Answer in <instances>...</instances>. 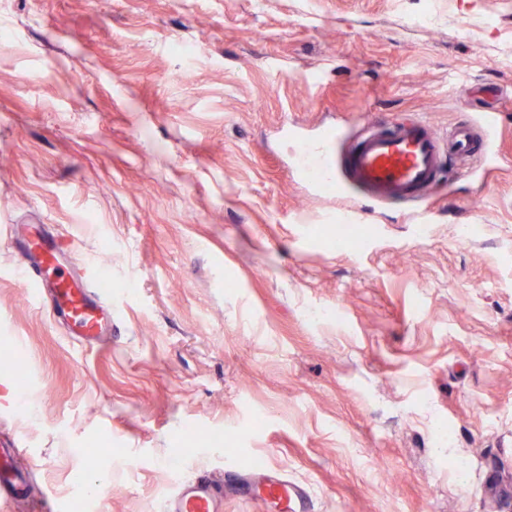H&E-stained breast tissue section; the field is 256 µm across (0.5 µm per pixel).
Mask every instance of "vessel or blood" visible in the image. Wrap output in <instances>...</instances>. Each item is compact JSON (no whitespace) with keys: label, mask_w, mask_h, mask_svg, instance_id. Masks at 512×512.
Masks as SVG:
<instances>
[{"label":"vessel or blood","mask_w":512,"mask_h":512,"mask_svg":"<svg viewBox=\"0 0 512 512\" xmlns=\"http://www.w3.org/2000/svg\"><path fill=\"white\" fill-rule=\"evenodd\" d=\"M501 124V113L490 111L461 119L444 138L422 119L393 123L369 117L356 127L327 128L316 137L297 129L292 133L294 169L315 190L330 188L340 195L361 192L357 211L366 217L384 205L427 201L447 161L493 157ZM345 142L349 150L339 151V144ZM5 243L34 300L49 305L55 317L66 323L70 340L88 349L102 346L112 334V292L96 267L82 262L61 270V260L70 249L54 237L22 238L13 228ZM251 477L225 464L217 480L178 483L162 512H219V484L235 485ZM255 477L280 512H308V485L288 481L267 466Z\"/></svg>","instance_id":"b4317fda"}]
</instances>
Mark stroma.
I'll list each match as a JSON object with an SVG mask.
<instances>
[{
  "label": "stroma",
  "instance_id": "stroma-1",
  "mask_svg": "<svg viewBox=\"0 0 512 512\" xmlns=\"http://www.w3.org/2000/svg\"><path fill=\"white\" fill-rule=\"evenodd\" d=\"M490 109L493 159L344 248L283 140ZM1 155L0 237L71 240L118 314L82 350L0 249V512H160L229 459L310 512H512V0H0ZM261 489L277 501L282 512H308L311 492L308 485L288 481L285 475L268 466L258 472Z\"/></svg>",
  "mask_w": 512,
  "mask_h": 512
}]
</instances>
